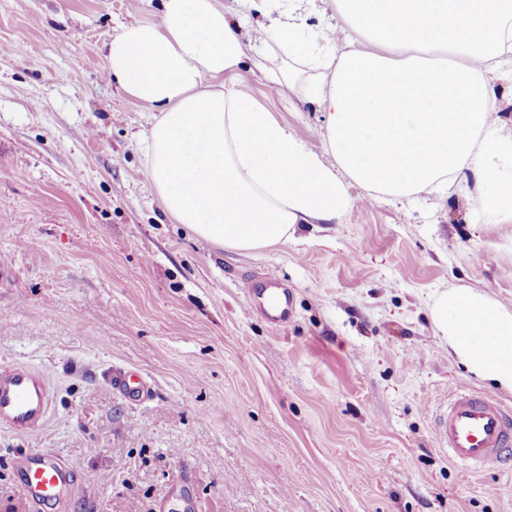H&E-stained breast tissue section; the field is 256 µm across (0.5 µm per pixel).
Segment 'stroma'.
Returning a JSON list of instances; mask_svg holds the SVG:
<instances>
[{"label": "stroma", "mask_w": 512, "mask_h": 512, "mask_svg": "<svg viewBox=\"0 0 512 512\" xmlns=\"http://www.w3.org/2000/svg\"><path fill=\"white\" fill-rule=\"evenodd\" d=\"M161 0H0V364L55 394L38 432L0 426V512H34L15 449L72 467L67 512H512V462L462 478L433 429L462 386L492 393L435 336V291L512 307V224L471 180L401 205L352 186L337 224L233 252L164 213L145 175L149 109L109 78L114 29ZM312 147L321 112L252 63L225 77ZM288 288L275 327L244 288ZM149 386L133 403L116 372Z\"/></svg>", "instance_id": "stroma-1"}]
</instances>
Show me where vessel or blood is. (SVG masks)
Instances as JSON below:
<instances>
[{
  "mask_svg": "<svg viewBox=\"0 0 512 512\" xmlns=\"http://www.w3.org/2000/svg\"><path fill=\"white\" fill-rule=\"evenodd\" d=\"M251 301L262 306L275 325L291 314L286 288L270 279L246 283ZM51 389L45 376L25 364H0V425L19 434L37 432L51 412ZM436 440L450 458L470 472L501 460L512 447V409L498 398L460 389L435 428ZM13 468L29 502L63 512L75 492L71 467L44 450L15 453Z\"/></svg>",
  "mask_w": 512,
  "mask_h": 512,
  "instance_id": "1",
  "label": "vessel or blood"
}]
</instances>
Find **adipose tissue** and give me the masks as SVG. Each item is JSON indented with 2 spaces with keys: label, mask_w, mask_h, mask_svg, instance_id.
<instances>
[{
  "label": "adipose tissue",
  "mask_w": 512,
  "mask_h": 512,
  "mask_svg": "<svg viewBox=\"0 0 512 512\" xmlns=\"http://www.w3.org/2000/svg\"><path fill=\"white\" fill-rule=\"evenodd\" d=\"M336 26L268 27L255 67L326 117L322 150L254 97L228 90L245 45L218 0H162L160 23L120 25L107 73L154 116L146 177L165 212L235 252L341 221L351 185L371 198L443 196L469 173L488 223H512V131L494 79L512 68V0H323ZM369 49L358 47V40ZM435 333L474 376L512 393V309L455 286Z\"/></svg>",
  "instance_id": "adipose-tissue-1"
}]
</instances>
